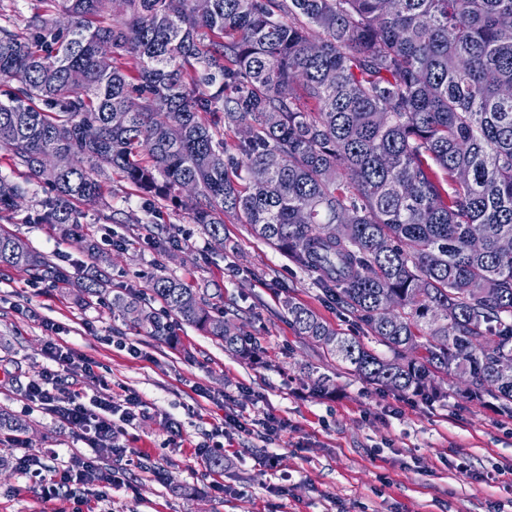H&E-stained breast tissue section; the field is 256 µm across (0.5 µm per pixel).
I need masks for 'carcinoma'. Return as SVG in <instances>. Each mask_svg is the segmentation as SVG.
I'll use <instances>...</instances> for the list:
<instances>
[{"label": "carcinoma", "instance_id": "1", "mask_svg": "<svg viewBox=\"0 0 512 512\" xmlns=\"http://www.w3.org/2000/svg\"><path fill=\"white\" fill-rule=\"evenodd\" d=\"M41 2L23 27L0 25V83H16L0 98V147L26 177L0 178V211L44 179L55 197L42 220L90 249L74 202L103 199L99 173L185 196L210 238L227 215L249 225L392 353L285 300L297 333L359 377L438 398L435 374H459L467 398L512 413V254L499 250L512 239V0ZM0 264L66 278L7 233ZM107 283L97 269L83 293ZM149 291L254 357L205 294L161 269ZM112 305L171 335L138 294Z\"/></svg>", "mask_w": 512, "mask_h": 512}]
</instances>
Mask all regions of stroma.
<instances>
[{
  "mask_svg": "<svg viewBox=\"0 0 512 512\" xmlns=\"http://www.w3.org/2000/svg\"><path fill=\"white\" fill-rule=\"evenodd\" d=\"M104 204L82 205V229L97 246L86 251L60 238L41 216L51 191L32 181L18 207L0 213V229L51 256L72 283L54 288L24 270L0 265V410L24 420L21 446L0 434V512H73L67 498L48 501L41 483L21 473L20 448L95 458L102 473L122 471L129 490L100 477L87 481L96 512H512V415L492 399L462 397L463 380L448 382L447 398L431 401L369 384L299 336L283 307L293 299L348 336L362 335L353 317L327 297L315 278L254 237L248 225L224 219L215 245L185 207L148 200L119 177L106 183ZM178 246L153 244L157 225ZM109 272L113 292H143L147 275L164 266L173 277L207 289L224 316L250 338L258 360L244 361L187 324L174 342L130 328L108 302H83L76 281L89 268ZM54 323L64 342L96 362L80 378L85 398L123 389L139 393L144 415L119 437L123 456L91 448L55 416L25 412L28 383L46 363ZM135 344L139 357L113 346ZM329 376L328 391L311 381ZM246 423L273 415L285 424L272 441L225 428L224 416ZM179 437H171L170 423ZM224 447V469L206 466L196 445ZM277 465L269 469L266 457Z\"/></svg>",
  "mask_w": 512,
  "mask_h": 512,
  "instance_id": "obj_1",
  "label": "stroma"
}]
</instances>
